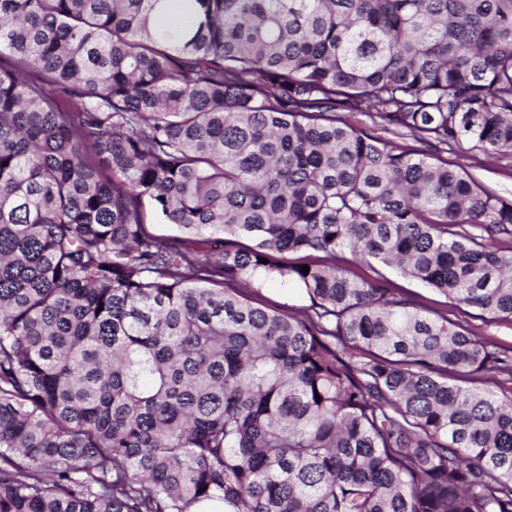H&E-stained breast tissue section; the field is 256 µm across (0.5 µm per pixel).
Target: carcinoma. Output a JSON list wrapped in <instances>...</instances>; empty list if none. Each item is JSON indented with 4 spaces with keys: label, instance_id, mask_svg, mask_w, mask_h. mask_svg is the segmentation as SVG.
Returning <instances> with one entry per match:
<instances>
[{
    "label": "carcinoma",
    "instance_id": "carcinoma-1",
    "mask_svg": "<svg viewBox=\"0 0 512 512\" xmlns=\"http://www.w3.org/2000/svg\"><path fill=\"white\" fill-rule=\"evenodd\" d=\"M464 151L512 0H0V512H512V355L374 267L512 322ZM255 288L246 290L250 300L255 303L280 307L294 312L310 302L298 292L282 284L276 279H263L254 285Z\"/></svg>",
    "mask_w": 512,
    "mask_h": 512
}]
</instances>
